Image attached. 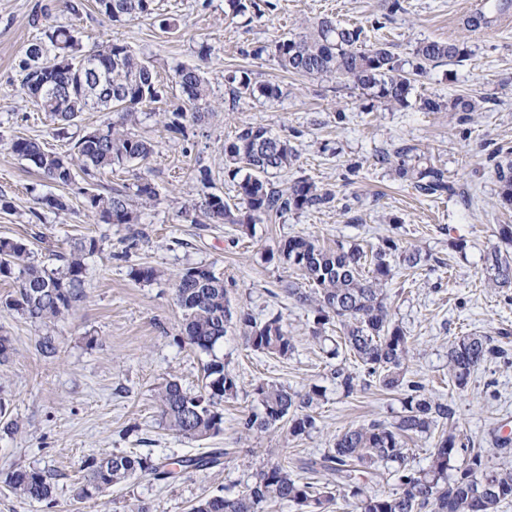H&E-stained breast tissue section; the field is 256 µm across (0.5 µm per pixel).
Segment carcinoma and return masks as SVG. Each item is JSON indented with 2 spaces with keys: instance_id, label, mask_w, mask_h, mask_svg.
I'll list each match as a JSON object with an SVG mask.
<instances>
[{
  "instance_id": "carcinoma-1",
  "label": "carcinoma",
  "mask_w": 512,
  "mask_h": 512,
  "mask_svg": "<svg viewBox=\"0 0 512 512\" xmlns=\"http://www.w3.org/2000/svg\"><path fill=\"white\" fill-rule=\"evenodd\" d=\"M154 0H96L99 13L114 22H125L154 14ZM512 9V0H485L469 21L477 30L495 22V15ZM313 31L277 40L260 47L256 55L271 52L284 71L311 77L334 76L346 80L370 96L371 107L407 105L412 83L441 64L462 60L467 45L457 41L423 40L412 55L403 58L387 43L368 45L364 29L338 25L321 18ZM70 60L57 65L58 57ZM23 86L40 111L57 124V132L76 124L81 114L103 112L106 120L77 139L70 153L45 150L35 139L11 140L9 149L29 161L42 175L57 184L75 183L77 172L91 177L114 166L147 159L152 144L128 131L138 120V110L162 101L166 85L154 67L140 59L127 45L108 42L85 53L80 32L67 26H46L42 35L26 46L19 61ZM233 99L247 95L270 102L283 95L280 85L257 83L241 71L225 76ZM172 83L178 87L182 103L163 112L167 131L185 135L188 124L204 117L208 107V85L200 68L181 66L174 70ZM427 112L450 108L456 112L475 110L473 100L460 95L446 104L436 97H424ZM225 169L237 181L239 203L230 205L224 197L206 192L208 170L199 171L200 202L194 208L212 222L236 224L242 232L275 216L320 211L331 207L336 194L310 178L298 177L286 188L276 187L269 174L291 168L298 160L287 139L276 137L261 124H246L224 142ZM380 163H393L394 173L413 184L425 196L440 198L455 194L446 172L422 161L418 148L402 144L394 157L383 156ZM500 184L499 198L512 206V159L505 155L494 165ZM89 216L103 224H137L139 213L131 196L101 193L81 188ZM42 209L53 212L69 208L62 196L37 200ZM98 248L94 238L83 240L60 256L61 267L49 270L36 263L25 244L0 239V281L13 282L15 290L0 305L21 314L35 325L48 326L69 315L84 298V258ZM279 259L300 273L309 288L293 287L288 296L312 305L316 316L311 329L321 338L326 326H340L342 345L353 355L355 368L339 364L331 369L336 387L349 397L372 382L402 395V412L392 423L374 421L350 427L336 435L332 448L306 459L302 470L324 473L331 481L322 485L306 482L283 462L256 472L234 495L221 492L199 499L191 512H265L277 504H291L296 512H327L343 502L344 512H498L512 501V469L492 465L483 451L470 446L460 433L444 429L454 416L453 407L435 399L419 381L406 378L411 351L410 337L393 320L388 306L387 285L395 268L415 271L425 258L399 240L386 237L371 252L357 244H336L325 248L302 236L285 240ZM486 269L498 287L512 285V254L495 247L487 253ZM176 303L182 314L181 340L208 357L204 383L197 392L183 389L170 380L156 393L162 420L169 430L190 439L214 436L222 431V403L237 398L236 377L224 367L217 353L228 328L244 329V341L255 352L286 358L295 351L294 337L288 334L281 316L257 321L245 310L231 308L224 276L213 267L185 268L175 279ZM507 351L491 344L487 336L475 333L458 336L448 347V376L463 391L479 367L493 358H506ZM257 405L240 421L245 434L267 432L288 423V434L300 438L316 428L314 408L325 391L312 384L303 392L274 382L255 386ZM436 437L427 467L410 464L405 438ZM225 452L215 448L195 456L167 457L161 462L150 455L120 452L93 459L86 464L87 475L79 490L81 500L93 499L134 478L153 475L174 479L188 469H210L223 464ZM384 469L393 489L370 494L360 475ZM455 471L449 476L448 471ZM13 492L26 500L46 501L52 497L50 476L37 469H17L6 478Z\"/></svg>"
}]
</instances>
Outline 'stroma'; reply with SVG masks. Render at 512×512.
Instances as JSON below:
<instances>
[{
	"label": "stroma",
	"mask_w": 512,
	"mask_h": 512,
	"mask_svg": "<svg viewBox=\"0 0 512 512\" xmlns=\"http://www.w3.org/2000/svg\"><path fill=\"white\" fill-rule=\"evenodd\" d=\"M476 2L402 0L403 12L391 16L388 0H269L234 16L226 13L225 0H155V18L123 23L92 6L76 16L59 2L52 5L50 24L78 29L84 48L126 44L166 83L178 65L197 64L209 88L210 111L183 136L167 132L160 118L178 101V89L171 87L167 100L148 106L134 133L154 144L153 155L114 167L95 182L104 192L131 193L147 181L158 196L140 205L139 223L100 224L83 209L77 186L44 179L8 148L9 141L23 137L49 151H66L72 138L97 127L105 115L84 113L68 138L54 135L48 116L25 96L18 68L27 44L39 35L32 16L49 2L0 0V197L11 203L10 210L0 209V239L24 243L50 269L83 238L95 237L99 245L84 260V301L53 328L56 356L38 353L41 328L0 306V335L12 344L8 361L0 364V399L19 424L13 433L0 429V512H190L206 495L237 493L263 467L284 459L296 463L331 448L347 428L394 421L402 410L400 394L374 383L348 397L331 381L326 355L310 334L313 310L288 296L289 285L300 277L278 258L280 244L298 235L326 247L375 246L390 236L428 254L416 274L396 272L387 287L391 312L411 338L408 375L452 400L450 427L490 463L512 466V363L484 364L463 391L453 390L448 378V345L457 336L481 334L512 353V287L489 286L484 264L486 252L500 243L499 225L512 224L491 161L495 152L512 153V23L469 31ZM323 16L359 23L369 42L388 40L404 57L423 39L463 41L469 53L458 64L432 68L415 83L407 107L375 110L352 84L285 73L267 52V45ZM165 17L177 20V31L159 29ZM382 18L386 28L375 29ZM203 46L209 49L204 61L198 57ZM237 70L258 82L279 83L288 94L265 104L248 97L231 102L224 77ZM431 94L447 101L472 96L477 110L466 121L457 112L424 111L420 100ZM247 123L287 138L298 152L293 168L274 175L278 187L309 177L335 190L333 207L272 218L249 235L233 224L195 223L189 206L198 197L200 169L210 173V192L236 202L237 187L224 171V142ZM404 142L446 171L454 195L422 196L391 165L379 164L383 152ZM47 195L68 197L69 211L39 210L37 199ZM197 265L223 274L233 305L257 320L281 315L296 344L294 354L281 359L252 351L240 332H228L219 353L239 393L223 404L221 433L204 440L169 431L155 399L156 389L172 378L192 392L201 386L206 358L181 340L172 286L177 273ZM141 266L163 275L150 282L133 279L132 269ZM262 381L296 391L323 386L316 429L300 439L289 437L284 425L242 434L239 421L256 405L254 388ZM214 448L225 449L223 465L190 469L173 481L141 476L98 498L77 497L91 459L119 451L163 459ZM19 468L51 473V500L14 495L5 480Z\"/></svg>",
	"instance_id": "stroma-1"
}]
</instances>
